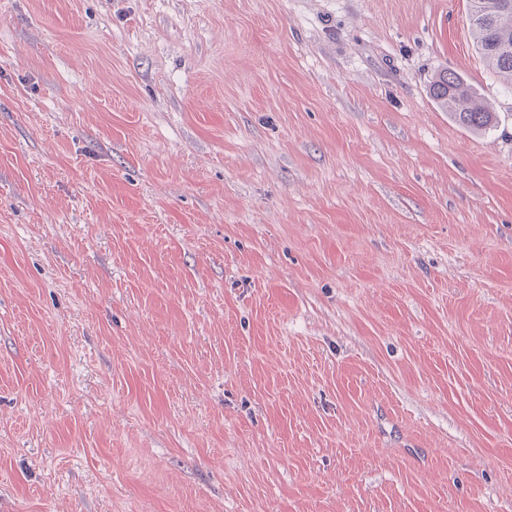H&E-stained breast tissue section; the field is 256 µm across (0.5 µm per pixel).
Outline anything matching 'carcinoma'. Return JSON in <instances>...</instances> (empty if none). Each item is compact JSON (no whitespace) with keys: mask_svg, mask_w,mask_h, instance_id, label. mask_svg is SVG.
Returning a JSON list of instances; mask_svg holds the SVG:
<instances>
[{"mask_svg":"<svg viewBox=\"0 0 512 512\" xmlns=\"http://www.w3.org/2000/svg\"><path fill=\"white\" fill-rule=\"evenodd\" d=\"M470 23L485 62L512 87V0H470ZM430 94L440 108L471 128L493 123L479 94L459 74L444 71L433 81Z\"/></svg>","mask_w":512,"mask_h":512,"instance_id":"carcinoma-1","label":"carcinoma"}]
</instances>
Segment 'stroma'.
Returning a JSON list of instances; mask_svg holds the SVG:
<instances>
[{
	"instance_id": "obj_1",
	"label": "stroma",
	"mask_w": 512,
	"mask_h": 512,
	"mask_svg": "<svg viewBox=\"0 0 512 512\" xmlns=\"http://www.w3.org/2000/svg\"><path fill=\"white\" fill-rule=\"evenodd\" d=\"M0 512H512L467 0H0ZM430 94L440 108L463 125L483 128L494 121V113L458 73L448 70L439 73L431 85Z\"/></svg>"
}]
</instances>
